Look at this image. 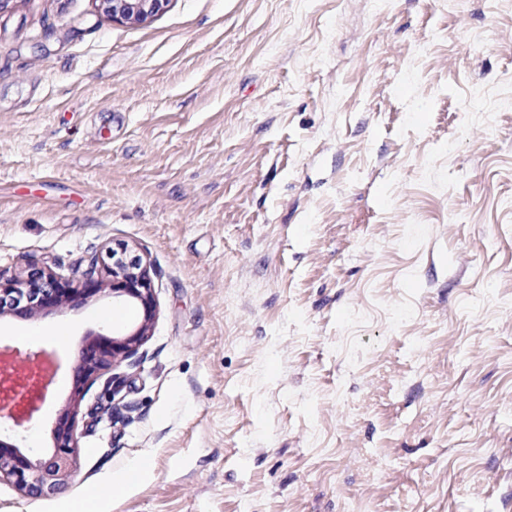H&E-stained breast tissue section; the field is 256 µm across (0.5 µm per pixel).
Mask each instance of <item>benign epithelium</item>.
Segmentation results:
<instances>
[{
    "mask_svg": "<svg viewBox=\"0 0 512 512\" xmlns=\"http://www.w3.org/2000/svg\"><path fill=\"white\" fill-rule=\"evenodd\" d=\"M98 11L114 22L142 24L162 12L170 0H97ZM112 264L97 255L85 258L73 276H65L59 265L30 260L24 274H8L0 270V314L11 311L22 301L39 318L61 307L76 309L80 302L97 294L110 292L112 301L131 303L142 311V320L125 329L121 336L104 346L85 349L75 366L81 383L88 387L106 377L107 390L115 396L113 377L109 376L122 362L133 358L152 336L150 324L156 303L149 266L136 255L127 259V251L111 253ZM76 405L56 422L53 451L35 461L18 446L0 437V482L8 481L29 497H43L61 490L74 477L77 451L85 431L79 429Z\"/></svg>",
    "mask_w": 512,
    "mask_h": 512,
    "instance_id": "7a95c632",
    "label": "benign epithelium"
}]
</instances>
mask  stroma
I'll use <instances>...</instances> for the list:
<instances>
[{"label":"stroma","instance_id":"35a3bbf8","mask_svg":"<svg viewBox=\"0 0 512 512\" xmlns=\"http://www.w3.org/2000/svg\"><path fill=\"white\" fill-rule=\"evenodd\" d=\"M123 246L156 315L115 398L71 368L136 308L0 316L59 364L0 433L38 458L113 407L0 512H512V0H14L0 269ZM171 0H94L98 11L112 21L142 24L162 12ZM79 405L64 413L56 422L53 451L32 461L18 446L0 433V482L8 481L29 497H43L61 490L74 477L77 451L85 434L79 429Z\"/></svg>","mask_w":512,"mask_h":512}]
</instances>
